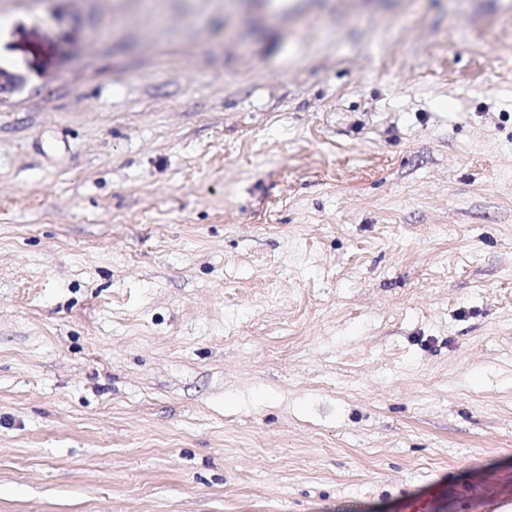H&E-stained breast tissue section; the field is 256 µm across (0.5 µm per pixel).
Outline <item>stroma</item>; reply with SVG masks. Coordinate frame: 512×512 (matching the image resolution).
Here are the masks:
<instances>
[{
  "label": "stroma",
  "instance_id": "1",
  "mask_svg": "<svg viewBox=\"0 0 512 512\" xmlns=\"http://www.w3.org/2000/svg\"><path fill=\"white\" fill-rule=\"evenodd\" d=\"M0 512L512 496V0H0Z\"/></svg>",
  "mask_w": 512,
  "mask_h": 512
}]
</instances>
